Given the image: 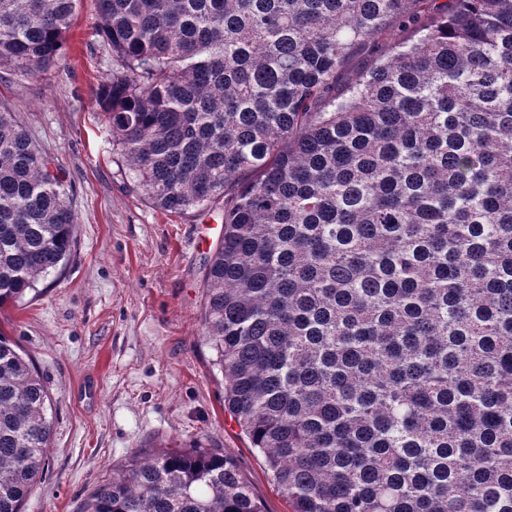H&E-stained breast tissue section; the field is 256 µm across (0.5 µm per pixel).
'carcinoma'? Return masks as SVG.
Here are the masks:
<instances>
[{
  "mask_svg": "<svg viewBox=\"0 0 512 512\" xmlns=\"http://www.w3.org/2000/svg\"><path fill=\"white\" fill-rule=\"evenodd\" d=\"M94 2V99L137 183L222 212L205 340L293 512H512V0ZM80 3L0 0V72L55 67ZM50 165L0 110V313L76 253ZM51 402L0 326V512L45 476ZM81 512L262 509L190 444L133 452ZM413 29L396 30L393 38H388L379 47V51L363 50L350 57L343 66L338 79L336 80V95H340L351 83H354L360 75L366 71L380 53L389 52L396 44L409 40L413 37Z\"/></svg>",
  "mask_w": 512,
  "mask_h": 512,
  "instance_id": "obj_1",
  "label": "carcinoma"
}]
</instances>
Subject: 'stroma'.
<instances>
[{
  "label": "stroma",
  "instance_id": "stroma-1",
  "mask_svg": "<svg viewBox=\"0 0 512 512\" xmlns=\"http://www.w3.org/2000/svg\"><path fill=\"white\" fill-rule=\"evenodd\" d=\"M82 0L65 57L37 80L0 77L13 112L73 191L77 249L54 283L6 330L29 353L53 401L49 470L23 512H80L88 494L137 449L198 443L235 460L263 512H291L263 456L224 407V379L202 337V265L221 238L220 212L155 207L112 145L93 91L112 69ZM413 30L350 57L337 91Z\"/></svg>",
  "mask_w": 512,
  "mask_h": 512
}]
</instances>
